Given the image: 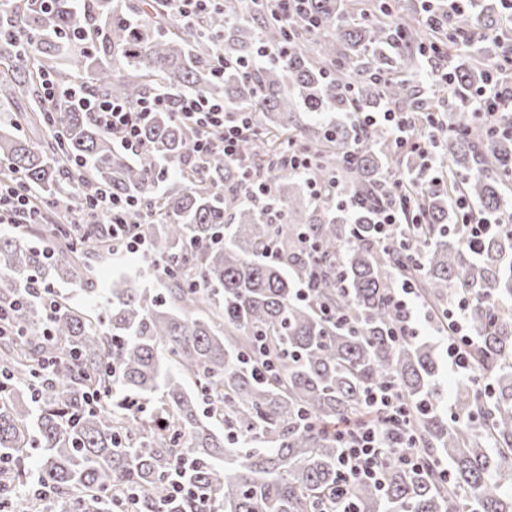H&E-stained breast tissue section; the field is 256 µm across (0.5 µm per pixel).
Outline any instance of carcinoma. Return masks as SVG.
I'll return each instance as SVG.
<instances>
[{"mask_svg":"<svg viewBox=\"0 0 512 512\" xmlns=\"http://www.w3.org/2000/svg\"><path fill=\"white\" fill-rule=\"evenodd\" d=\"M305 7L319 32L306 20L285 28L263 0H218L176 24L168 0H0V106L28 102L45 130L34 144L15 134L21 117L5 118L0 174L40 190L44 209L70 192L137 197L158 220L145 234L165 284L96 287L109 227H86L89 239L76 242L61 207L42 248L0 236V307L13 312L0 335V512H34L37 481L56 512H112L129 488L140 493L134 512H320L336 488L337 431L372 422L388 448L385 483L352 485L355 512H512V229L472 252L442 182L418 194L426 224L394 231L416 250L383 249L375 212L395 202L386 173L397 160L384 128L341 120L356 106L432 114L450 175L482 214L498 212L512 178V110L461 123L488 73L459 48H500L486 21L502 2L477 13L438 0L437 31L413 14L394 20L398 0H374L365 22L347 0ZM261 43L288 54L256 65ZM424 57L451 72V102L415 92ZM44 76L63 88L79 79L134 109L202 94L250 112L251 131L226 164L219 149L199 156L195 130L173 109L155 111L131 159L68 98L44 102ZM292 143L314 155L318 180L337 184L345 207L288 192L299 176L280 157ZM245 171L264 176L269 195ZM271 243L280 258L266 262ZM404 278L437 314L469 303L472 364L490 392L462 386L445 406L434 345L391 335ZM59 281L79 283L86 303L61 297ZM487 296L499 303L493 314ZM382 386L395 388L403 416L369 411L367 390ZM409 436L420 469L389 452ZM186 464L193 492L175 500L169 477Z\"/></svg>","mask_w":512,"mask_h":512,"instance_id":"1","label":"carcinoma"}]
</instances>
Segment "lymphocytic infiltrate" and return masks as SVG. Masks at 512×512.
Returning <instances> with one entry per match:
<instances>
[{
    "instance_id": "obj_1",
    "label": "lymphocytic infiltrate",
    "mask_w": 512,
    "mask_h": 512,
    "mask_svg": "<svg viewBox=\"0 0 512 512\" xmlns=\"http://www.w3.org/2000/svg\"><path fill=\"white\" fill-rule=\"evenodd\" d=\"M490 71V78L477 90L476 107L469 112V121L482 120L485 111L495 110L500 104L512 105V84L501 80V66L492 65ZM81 99L93 120L111 133L117 145L134 156L145 149L141 125L146 114L159 107H176L182 121L201 131L199 152L222 149L228 162L235 159L239 142L251 127L247 113L227 111L223 102L196 93H182L173 100L158 96L146 101L137 112L132 111L124 101L86 90L82 91ZM358 121L365 126H385L392 131L398 145L410 146L412 153L420 158L424 166L425 182H438L445 178L446 172L433 151L428 133L418 132L419 121L411 113L390 108L382 112H362L358 115ZM68 207L74 212L96 214L102 223L111 225L112 237L116 239L118 248L129 253L145 252L146 241L136 230L142 214L141 203L136 197H120L104 191L91 198L69 199ZM393 300L406 333L419 336L429 328L432 318L418 300L416 289L410 281L398 284ZM445 318L446 332L442 339L446 344L448 372L455 378L476 382L477 377L466 350L472 336L467 305L461 303L449 307ZM337 439L341 443L337 464L340 482L333 494L334 500L346 501L354 482L383 483L386 450L376 428L366 426L352 436L341 432Z\"/></svg>"
}]
</instances>
